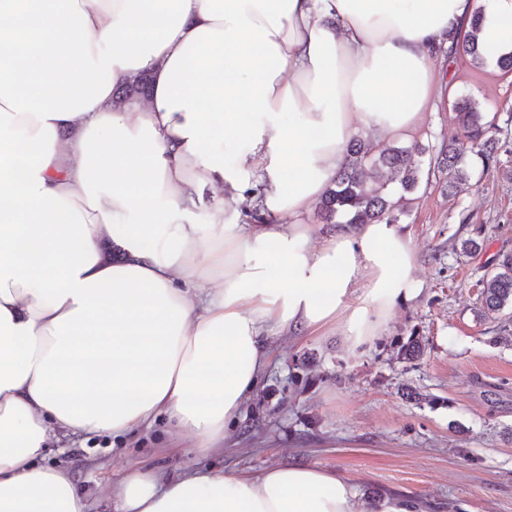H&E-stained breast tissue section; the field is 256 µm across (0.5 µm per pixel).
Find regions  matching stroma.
<instances>
[{
	"mask_svg": "<svg viewBox=\"0 0 512 512\" xmlns=\"http://www.w3.org/2000/svg\"><path fill=\"white\" fill-rule=\"evenodd\" d=\"M434 79L442 92L408 146L435 156L461 96L512 130V73L475 67L442 47ZM499 159L486 167L470 157L468 188L453 198L437 172L423 174L399 216L417 246L420 293L394 307L369 349L350 353L332 331L295 342L271 337V370L246 405L234 451L202 457L184 441L169 447L161 415L147 432L65 440L42 465L70 464L93 497L144 464L178 474L306 463L370 497L421 498L435 512H512V308L499 320L478 313L484 275L499 254H512V152ZM475 233L480 252H455ZM414 332L422 355L398 359L396 342Z\"/></svg>",
	"mask_w": 512,
	"mask_h": 512,
	"instance_id": "1",
	"label": "stroma"
}]
</instances>
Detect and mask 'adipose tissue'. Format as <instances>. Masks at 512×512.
I'll list each match as a JSON object with an SVG mask.
<instances>
[{"label":"adipose tissue","instance_id":"ef3b65f1","mask_svg":"<svg viewBox=\"0 0 512 512\" xmlns=\"http://www.w3.org/2000/svg\"><path fill=\"white\" fill-rule=\"evenodd\" d=\"M483 2L487 57L512 51V0ZM472 17V0H0V512H92L69 467L38 464L65 437L162 414L224 452L270 337L331 329L361 352L418 296L398 225L314 246L287 218L352 136H409ZM143 73L150 97L117 104ZM253 187L265 221L243 224ZM102 494L110 512H432L312 465L135 467Z\"/></svg>","mask_w":512,"mask_h":512}]
</instances>
